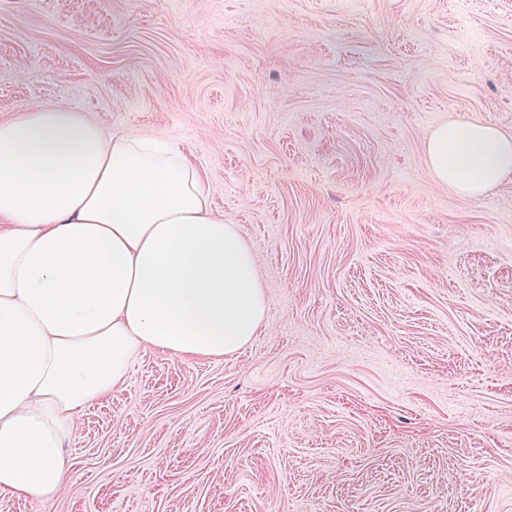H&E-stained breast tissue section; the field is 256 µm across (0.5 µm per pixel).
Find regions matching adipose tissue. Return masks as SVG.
Segmentation results:
<instances>
[{"mask_svg": "<svg viewBox=\"0 0 512 512\" xmlns=\"http://www.w3.org/2000/svg\"><path fill=\"white\" fill-rule=\"evenodd\" d=\"M426 155L469 197L512 179V134L484 122ZM265 315L258 259L184 152L58 103L0 119V498L49 512L81 415L140 355L220 359Z\"/></svg>", "mask_w": 512, "mask_h": 512, "instance_id": "1", "label": "adipose tissue"}]
</instances>
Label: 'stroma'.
<instances>
[{
	"instance_id": "obj_1",
	"label": "stroma",
	"mask_w": 512,
	"mask_h": 512,
	"mask_svg": "<svg viewBox=\"0 0 512 512\" xmlns=\"http://www.w3.org/2000/svg\"><path fill=\"white\" fill-rule=\"evenodd\" d=\"M44 102L185 151L268 306L141 355L50 512H512V180L425 155L512 134V0H0V118ZM426 155L434 178L461 194L479 197L512 178V134L475 121H457L433 131Z\"/></svg>"
}]
</instances>
